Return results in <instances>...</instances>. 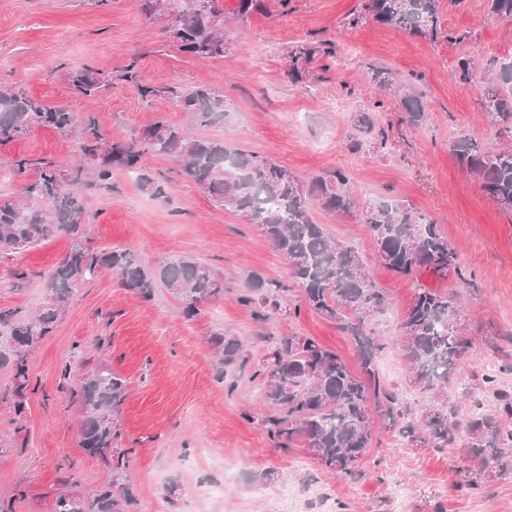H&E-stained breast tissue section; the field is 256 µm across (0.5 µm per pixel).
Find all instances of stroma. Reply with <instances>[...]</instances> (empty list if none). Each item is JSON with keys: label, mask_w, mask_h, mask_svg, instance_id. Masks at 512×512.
<instances>
[{"label": "stroma", "mask_w": 512, "mask_h": 512, "mask_svg": "<svg viewBox=\"0 0 512 512\" xmlns=\"http://www.w3.org/2000/svg\"><path fill=\"white\" fill-rule=\"evenodd\" d=\"M268 9L236 22L237 0H224V55L198 59L170 42L167 23L143 15L137 0H111L103 8L82 0H0V78L77 115L92 114L104 138L130 139L164 120L197 138L225 142L273 158L299 178L323 170L345 171L362 199L405 201L438 224L458 254L467 286L456 289L461 333L471 341L466 359L448 380L449 409L466 423L475 402L487 401L486 378L512 393V218L484 193L480 181L459 166L453 143L466 136L491 140L483 112L485 87L452 76L457 45L415 39L373 19L348 24L360 0H267ZM444 29L471 32L481 60L512 57V22L490 18L486 0H443ZM329 41L335 56L316 57L314 78L288 79L289 49L301 41ZM136 62L141 84L212 85L233 109L226 122L195 124L164 97H142L119 78ZM90 64L113 74L111 88L75 95L57 67ZM392 69L400 79L418 76L429 120L409 125L398 101L370 83L369 66ZM385 128L386 146L353 151L356 113ZM46 158L75 169L89 167L77 142L49 129L0 146V193L21 189L6 171L11 158ZM165 187L161 197L143 190L139 172L113 171L108 186L86 192L87 241L95 247L128 248L155 269L172 257L207 264L224 279L223 298L196 319L183 317L166 288L143 301L105 272L80 288L64 320L29 360L31 393L24 419H16L9 369L0 370V498L13 512H53L61 477L93 492L109 470L79 446L78 404L61 379L62 366L80 350L86 367L106 364L128 382L120 422L123 447L132 451L129 477L135 512H390L395 484L408 487L404 512H512V474H475L463 443L443 449L403 446L372 417L373 444L353 475L340 477L301 446L277 448L258 426L266 412L263 384L255 378L270 350L267 336H311L358 370L356 345L289 293L267 321L255 320L237 300L250 274L284 281L288 267L259 229L228 208L213 206L195 183L166 157L147 153L139 164ZM318 223L357 250L388 294L384 312L369 321L375 334L393 336L417 287L445 291L453 275L422 269L396 276L380 262L366 227L356 217L314 209ZM61 236L0 258V308L36 312L45 302L43 275L71 249ZM228 330L250 342L251 359L216 378L207 341ZM392 370L385 385L399 392L411 414L422 394L410 381L398 350L385 354Z\"/></svg>", "instance_id": "stroma-1"}]
</instances>
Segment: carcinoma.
I'll use <instances>...</instances> for the list:
<instances>
[{"instance_id":"1","label":"carcinoma","mask_w":512,"mask_h":512,"mask_svg":"<svg viewBox=\"0 0 512 512\" xmlns=\"http://www.w3.org/2000/svg\"><path fill=\"white\" fill-rule=\"evenodd\" d=\"M173 2L183 20L169 31V37L179 49L199 59L224 56V4L200 16L191 11L187 0ZM487 3L489 16L512 22V0ZM266 10V0H238L235 19L243 23ZM365 16L429 43L437 42L442 34L440 0H361L350 23ZM446 39L462 46L454 78L469 84L479 77L486 85L484 114L495 140L493 146L484 147L466 136L457 138L453 148L458 164L477 176L488 197L512 215V143L505 142L507 137L512 139V61L499 65L493 60L482 67L469 50L471 33L450 31ZM320 54L334 55L332 43L295 45L289 53L288 78L294 83L306 80L308 66ZM62 77L86 98L112 86V74L89 65L68 69ZM121 79L135 85L145 98L162 96L176 101L200 125L222 122L230 111L224 95L209 86L190 90L175 85L143 86L132 63ZM370 80L393 92L410 125L417 127L425 121V105L415 82L397 80L382 67L371 68ZM355 127L387 142L385 129L376 127L365 113L358 116ZM37 128L51 129L63 138L79 135V150L94 163L95 178L101 182L109 181L115 169H138L146 152L175 159L213 204L246 215L248 223L259 227L265 240L288 262L291 284L253 275L247 290L238 296L239 303L254 308L258 319L267 320L281 310L283 293L295 288L308 309L352 336L358 349L359 377L313 337H264L274 349L255 372L263 381L268 405L259 425L278 447L288 450L298 441L313 449V458L325 467L351 475L370 448L371 407L408 445L430 441L435 448H446L454 442L444 389L471 344L457 329L458 309L451 296L418 288L392 340L412 380L425 394L421 414L412 418L401 407L397 393L380 380L379 358L388 343L365 330L371 313L385 307L387 295L366 271L357 251L315 222L312 206L339 215L359 214L381 262L405 277L420 268L440 274L457 268V253L438 225L401 200L380 197L358 203L351 179L338 169L304 181L268 157L222 140L193 139L181 127L163 120L146 126L129 141H109L100 134L93 115L81 118L63 106L47 104L20 83L0 87V146ZM10 168L25 183L17 194L0 197V255L62 235L73 241L69 253L47 273L48 297L36 314L23 317L12 308H0V329L9 336L6 344H0V369L8 367L13 373V409L22 418L28 402L30 356L63 320L75 290L94 281L100 272L116 273L120 286L144 301L152 300L158 287L166 288L181 301L188 320L200 315L203 305L224 297V280L206 264L188 257L172 258L154 271L129 249L83 244L87 186L83 169L60 180L57 174L63 169L54 162L27 156L12 159ZM207 341L218 364L226 368H242L250 359L233 334L214 332ZM71 373L69 364L62 377L76 385L72 393L81 416L79 446L110 468L112 479L75 507L59 491L54 512H131L130 449L114 446L119 435L117 415L128 396V382L105 364L74 377ZM494 394L498 415L487 414L483 405H476L465 428V445L479 470L506 474L512 472V425L505 422L512 420V395L500 390Z\"/></svg>"}]
</instances>
